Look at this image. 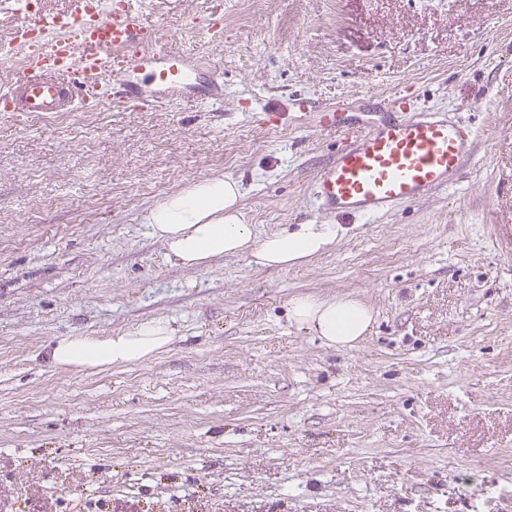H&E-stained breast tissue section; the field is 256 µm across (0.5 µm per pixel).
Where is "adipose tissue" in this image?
<instances>
[{"instance_id":"ef3b65f1","label":"adipose tissue","mask_w":512,"mask_h":512,"mask_svg":"<svg viewBox=\"0 0 512 512\" xmlns=\"http://www.w3.org/2000/svg\"><path fill=\"white\" fill-rule=\"evenodd\" d=\"M241 196V184L234 178L195 180L167 195L148 213L150 234L168 255L184 265L203 267L217 256L246 255L257 266L285 268L327 251L344 232L338 224L310 222L258 236L254 226L242 217ZM289 316L297 326L337 349L357 346L375 318L370 306L351 297H296L290 302ZM172 338L168 324L151 322L134 332L107 338L70 336L57 340L48 349V359L60 367L104 369L146 360Z\"/></svg>"}]
</instances>
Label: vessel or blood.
I'll return each mask as SVG.
<instances>
[{"instance_id": "b4317fda", "label": "vessel or blood", "mask_w": 512, "mask_h": 512, "mask_svg": "<svg viewBox=\"0 0 512 512\" xmlns=\"http://www.w3.org/2000/svg\"><path fill=\"white\" fill-rule=\"evenodd\" d=\"M58 35L30 50L29 61L10 67L0 88V110L53 113L88 101L108 103V84L154 63L157 97L185 85L204 63L180 54L158 26L147 23L143 0H72L65 14L46 18ZM321 127L341 130L346 142L316 179L324 210L386 214L448 185L474 153L472 127L435 112H413L405 103L378 107L370 120L325 115Z\"/></svg>"}]
</instances>
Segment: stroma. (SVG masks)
<instances>
[{
    "label": "stroma",
    "mask_w": 512,
    "mask_h": 512,
    "mask_svg": "<svg viewBox=\"0 0 512 512\" xmlns=\"http://www.w3.org/2000/svg\"><path fill=\"white\" fill-rule=\"evenodd\" d=\"M146 14L213 72L157 104L140 72L107 110L0 112V512H512V0ZM397 92L469 123L473 157L386 215L322 211L312 185L344 136L318 117ZM208 176L240 181L258 234L345 232L288 269L183 265L145 217ZM305 295L367 302L371 332L326 347L289 318ZM152 320L174 339L150 359L47 358Z\"/></svg>",
    "instance_id": "35a3bbf8"
}]
</instances>
